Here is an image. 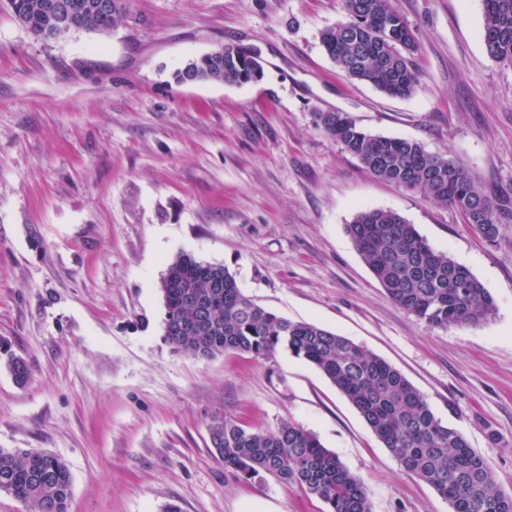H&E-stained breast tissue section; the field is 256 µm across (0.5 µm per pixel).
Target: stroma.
Returning <instances> with one entry per match:
<instances>
[{
	"instance_id": "35a3bbf8",
	"label": "stroma",
	"mask_w": 512,
	"mask_h": 512,
	"mask_svg": "<svg viewBox=\"0 0 512 512\" xmlns=\"http://www.w3.org/2000/svg\"><path fill=\"white\" fill-rule=\"evenodd\" d=\"M397 7L418 43L407 97L329 59L321 33L342 0H126L110 34L55 39L0 0V342L32 370L21 387L0 367V448L64 460L69 512H323L299 485L225 475L209 442L218 415L312 431L363 481L371 512H451L304 360L173 351L160 281L180 254L394 366L512 493V66L487 54L483 0ZM224 46L253 53L261 79L176 81ZM320 112L458 156L502 205L498 237L375 177ZM376 208L466 266L494 315L446 329L399 309L346 232Z\"/></svg>"
}]
</instances>
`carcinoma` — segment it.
<instances>
[{"instance_id": "obj_1", "label": "carcinoma", "mask_w": 512, "mask_h": 512, "mask_svg": "<svg viewBox=\"0 0 512 512\" xmlns=\"http://www.w3.org/2000/svg\"><path fill=\"white\" fill-rule=\"evenodd\" d=\"M54 0H10L17 19L34 35L55 38L74 29L108 34L125 14V0H82L81 22L59 14ZM483 39L489 57L512 65V0H483ZM344 19L325 29L322 45L347 78L396 97L412 94L420 75L413 62L415 35L396 0H343ZM262 67L226 46L191 59L178 82L243 85ZM317 125L374 176L420 191L450 206L487 241L499 235L497 208L462 161L432 154L416 140L376 135L344 112L317 114ZM347 232L388 297L433 328L470 327L495 312L491 294L465 266L434 249L414 225L392 210L357 213ZM163 339L175 351L210 359L227 351L269 359L284 350L312 364L354 405L393 454L402 474L448 501L451 512H512V493L500 489L484 458L466 437L442 424L424 396L395 367L350 339L310 322L280 317L245 296L227 268L179 255L161 278ZM15 382L26 385L28 362L0 345ZM209 440L224 471L250 479L261 473L294 483L319 499L324 512H370L361 479L312 432L288 423L272 431L213 420ZM72 476L59 457L43 451L0 449V493L28 504L29 512H68Z\"/></svg>"}]
</instances>
